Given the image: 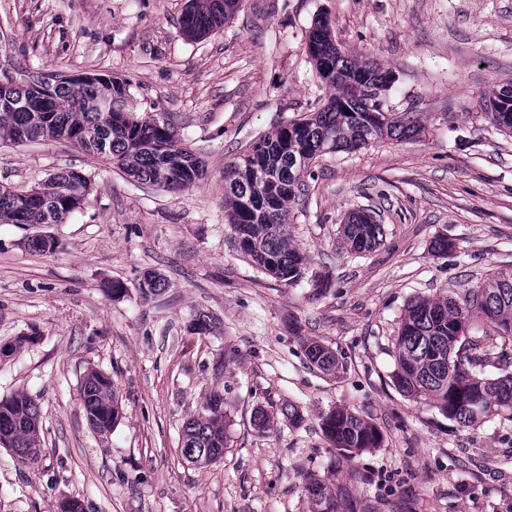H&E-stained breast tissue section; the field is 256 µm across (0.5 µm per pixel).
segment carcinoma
<instances>
[{
  "label": "carcinoma",
  "instance_id": "1",
  "mask_svg": "<svg viewBox=\"0 0 512 512\" xmlns=\"http://www.w3.org/2000/svg\"><path fill=\"white\" fill-rule=\"evenodd\" d=\"M240 0H186L182 34L201 40L224 26L238 11ZM306 52L319 79L332 90L323 109L280 126L253 142L224 167L225 221L240 249L264 273L292 284L305 274L308 259L290 243L288 204L305 186L312 161L337 151H355L387 136L405 139L418 130L384 111L383 92L391 72L374 61L342 54L328 24L318 20L309 31ZM30 74L0 91V142L22 145L39 139L69 141L120 169L139 182L165 191L184 192L204 177L201 158L181 144L172 127L146 120L125 107L128 83L109 75L93 81L62 78L43 98L32 96ZM106 99L115 106L107 111ZM486 115L500 129L512 131V85L489 98ZM90 180L80 171L55 173L38 186L18 192L0 186V221L43 226L61 224L86 202ZM343 239L353 252L380 244L383 228L354 213L343 225ZM27 248L52 253L58 247L48 233L27 238ZM484 318L503 342H512V268L501 269L454 298L417 299L407 305L393 337L396 387L409 397L431 404L463 427L490 416L512 422V372L488 378L478 367L490 359V348L469 337L473 321ZM306 361L327 375L345 369L336 351L317 341L303 342ZM80 396L89 425L105 433L119 419V401L112 380L98 370L83 378ZM224 393L210 394L204 413L184 422L181 454L193 465H210L226 448ZM283 418L302 422L298 406L288 402L271 412L257 407L252 422L264 431ZM41 413L25 393L0 400V435L21 462H37ZM331 449L341 457L378 448L382 434L369 419L346 407L321 416ZM309 512H365L344 480L314 479L305 486Z\"/></svg>",
  "mask_w": 512,
  "mask_h": 512
}]
</instances>
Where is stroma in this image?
<instances>
[{"mask_svg":"<svg viewBox=\"0 0 512 512\" xmlns=\"http://www.w3.org/2000/svg\"><path fill=\"white\" fill-rule=\"evenodd\" d=\"M185 0H0V82L28 73L98 72L128 80V107L171 122L204 160L194 188L138 183L64 140L0 144V185L25 191L77 170L83 209L47 225L55 252L24 247L34 227L0 223V400L24 392L41 409V455L28 466L0 448V512H308L310 478L348 472L373 512H512V423L460 427L395 387L391 340L416 298L445 297L512 266V134L485 103L512 82V0H241L223 27L185 38ZM324 19L343 52L393 80L391 115L423 127L354 152L324 154L291 206L288 234L308 258L287 284L258 269L224 220V167L279 124L326 104L305 53ZM378 213L385 234L351 252L349 212ZM440 237L455 248L445 257ZM153 273L158 294L140 284ZM330 286L315 295L310 279ZM125 291L112 296L108 283ZM215 327L199 336L196 315ZM341 355L309 368L301 339ZM112 379L123 417L90 427L87 369ZM229 418L222 460L194 466L179 430L212 391ZM290 400L299 425L255 429L254 408ZM344 406L371 419L379 448L336 456L321 416Z\"/></svg>","mask_w":512,"mask_h":512,"instance_id":"35a3bbf8","label":"stroma"}]
</instances>
